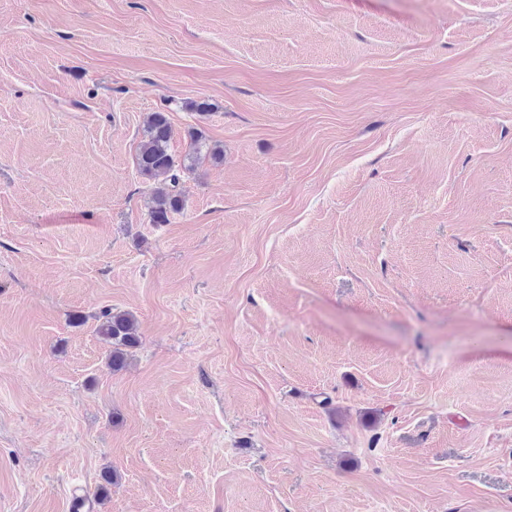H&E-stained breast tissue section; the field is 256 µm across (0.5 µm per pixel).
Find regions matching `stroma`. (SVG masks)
<instances>
[{
    "label": "stroma",
    "instance_id": "obj_1",
    "mask_svg": "<svg viewBox=\"0 0 512 512\" xmlns=\"http://www.w3.org/2000/svg\"><path fill=\"white\" fill-rule=\"evenodd\" d=\"M153 112L224 152L166 224ZM101 487L512 508V0H0V512ZM98 321V335L112 348V368H120L126 363L129 350L138 345L137 320L130 312L113 311L110 308L101 311Z\"/></svg>",
    "mask_w": 512,
    "mask_h": 512
}]
</instances>
